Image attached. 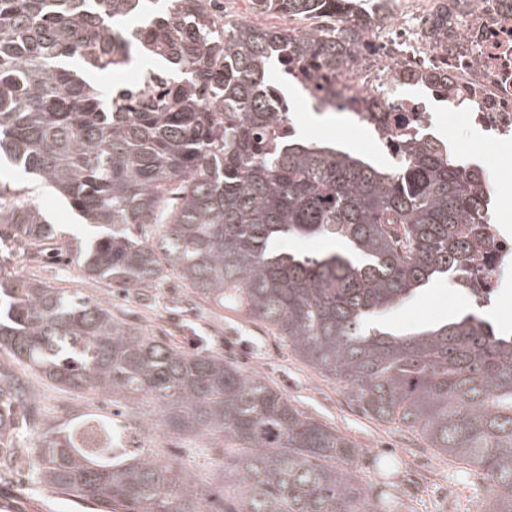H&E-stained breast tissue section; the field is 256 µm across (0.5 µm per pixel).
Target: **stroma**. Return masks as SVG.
<instances>
[{"label":"stroma","instance_id":"stroma-1","mask_svg":"<svg viewBox=\"0 0 512 512\" xmlns=\"http://www.w3.org/2000/svg\"><path fill=\"white\" fill-rule=\"evenodd\" d=\"M313 105H306L293 117L297 133L318 143H337L347 150L370 156L379 162L388 157L371 132L350 126L343 119L315 117ZM438 137L450 148L452 161L461 163L471 156H487L491 150L483 141L467 137L457 113L439 112L435 126ZM494 181L488 186L498 203V222L512 235V154H501L498 165L488 167ZM28 189L35 196L46 219L54 224L59 238L77 241L90 229L71 203L54 189L32 178H19L9 170L0 171V187ZM0 266L12 275L35 274L55 287L80 288L83 271L74 256L59 263L36 264L10 239L0 240ZM98 297L115 299L133 311L145 330L164 332L168 341L187 350L219 353L237 362L246 372L258 375L288 395L304 413L351 438L361 455L355 466L372 492L384 483L395 486L400 512H480V495L485 485L482 475L449 462L407 429L387 426L365 416L345 396L342 388L307 368L281 340L270 336L257 322L232 307L220 313L202 304H186L177 279L147 289L144 296L114 295L112 287L99 283ZM470 297L453 283L438 282L394 311L390 328L405 333L428 325L444 323L466 311ZM486 319L496 330L512 333V258L505 260L498 290L484 308ZM39 408L24 413L13 438L0 446L24 449L25 454L12 468L0 471V512H95L93 505L67 500L41 485L37 479V458L33 451L41 435L58 423L66 411L88 410L94 396L69 393L47 379L24 374Z\"/></svg>","mask_w":512,"mask_h":512}]
</instances>
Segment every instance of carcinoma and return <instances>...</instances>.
Returning a JSON list of instances; mask_svg holds the SVG:
<instances>
[{
	"label": "carcinoma",
	"instance_id": "1",
	"mask_svg": "<svg viewBox=\"0 0 512 512\" xmlns=\"http://www.w3.org/2000/svg\"><path fill=\"white\" fill-rule=\"evenodd\" d=\"M212 0H0V157L36 174L93 228L70 246L88 278L140 292L175 277L188 298L231 304L338 379L366 416L417 433L483 475L482 512H512V336L482 314L409 334L387 316L438 280L466 277L486 189L448 149L410 141L377 167L270 133L282 122L271 68L340 65L367 21L287 36L212 23ZM294 17L357 12L358 0H256ZM137 53L148 87L89 82ZM32 261L52 227L0 190V237ZM343 240L315 256L281 239ZM68 391L112 402L39 440L38 480L101 512H396L354 471L361 449L267 381L219 355L173 346L78 288L0 274V352ZM25 382L0 365V442ZM180 438L169 457L155 432Z\"/></svg>",
	"mask_w": 512,
	"mask_h": 512
}]
</instances>
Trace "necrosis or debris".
Masks as SVG:
<instances>
[{
  "mask_svg": "<svg viewBox=\"0 0 512 512\" xmlns=\"http://www.w3.org/2000/svg\"><path fill=\"white\" fill-rule=\"evenodd\" d=\"M441 5L389 0L386 10L373 12L359 52L345 66L293 58L286 72L319 108L372 131L395 162L400 145L434 140V114L443 105L461 113L482 141L512 147V0H456L444 44L433 35ZM480 232L472 277L491 291L512 254V238L501 233L491 209Z\"/></svg>",
  "mask_w": 512,
  "mask_h": 512,
  "instance_id": "necrosis-or-debris-1",
  "label": "necrosis or debris"
}]
</instances>
